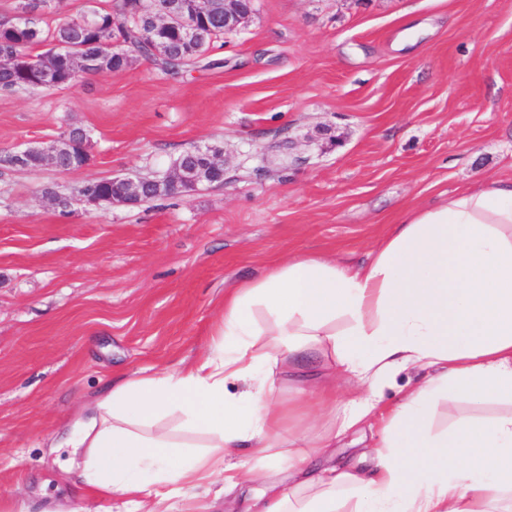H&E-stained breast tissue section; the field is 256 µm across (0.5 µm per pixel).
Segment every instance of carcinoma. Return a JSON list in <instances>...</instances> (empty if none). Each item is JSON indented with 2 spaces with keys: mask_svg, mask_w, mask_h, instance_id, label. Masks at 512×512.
<instances>
[{
  "mask_svg": "<svg viewBox=\"0 0 512 512\" xmlns=\"http://www.w3.org/2000/svg\"><path fill=\"white\" fill-rule=\"evenodd\" d=\"M99 21L94 27L78 25L75 19L57 22L53 26H43V15H38L33 28L0 29V90L13 91L20 88H54L69 85L89 73L88 68L74 59H87L97 53H112L113 39H124L123 55L119 59L108 58L105 70L122 71L130 68L140 58L155 63L162 70L177 73L183 67L207 61V66L220 64L218 60H206V53L218 39L224 36V17L208 20L206 36L195 45V52L187 53L180 39L173 35L168 39L170 59L160 60L151 51V41L146 21L136 20L126 14L125 4L115 0L109 11L91 9ZM47 43L51 48L65 45L68 53L55 57L56 74L51 81L42 82L40 75L50 52L33 55L34 46Z\"/></svg>",
  "mask_w": 512,
  "mask_h": 512,
  "instance_id": "cac0c4a2",
  "label": "carcinoma"
}]
</instances>
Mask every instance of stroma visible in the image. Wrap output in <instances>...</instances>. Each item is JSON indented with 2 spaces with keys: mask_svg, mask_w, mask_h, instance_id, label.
Listing matches in <instances>:
<instances>
[{
  "mask_svg": "<svg viewBox=\"0 0 512 512\" xmlns=\"http://www.w3.org/2000/svg\"><path fill=\"white\" fill-rule=\"evenodd\" d=\"M213 52L0 91V152L87 130L88 163L0 168V507L86 504L49 455L82 402L205 351L225 289L289 253L367 261L408 206L512 176V0H254ZM224 182L137 205L50 195L164 176L191 147ZM372 437L330 461L368 469Z\"/></svg>",
  "mask_w": 512,
  "mask_h": 512,
  "instance_id": "obj_1",
  "label": "stroma"
}]
</instances>
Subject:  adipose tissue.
Masks as SVG:
<instances>
[{"label":"adipose tissue","mask_w":512,"mask_h":512,"mask_svg":"<svg viewBox=\"0 0 512 512\" xmlns=\"http://www.w3.org/2000/svg\"><path fill=\"white\" fill-rule=\"evenodd\" d=\"M416 366L427 377L401 403L383 404L378 382ZM320 387L309 416L355 390L337 425L291 455L276 373ZM252 391L230 394L227 383ZM512 403V176L463 188L430 207H408L370 260L348 267L293 253L224 292V317L203 353L119 378L87 399L57 448L98 512H210L235 501L250 470L225 458L249 445L271 462L254 512H512V411L456 417L440 434L426 419L439 401ZM180 414L204 451L180 453L162 419ZM369 424L368 470L314 468L337 436ZM287 481H280V473ZM118 508H108L112 496Z\"/></svg>","instance_id":"adipose-tissue-1"}]
</instances>
